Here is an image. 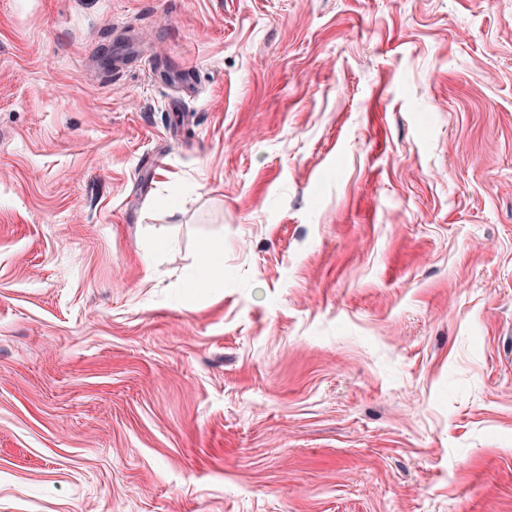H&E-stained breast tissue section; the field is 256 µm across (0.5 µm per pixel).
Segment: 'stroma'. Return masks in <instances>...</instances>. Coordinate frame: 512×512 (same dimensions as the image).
<instances>
[{
	"mask_svg": "<svg viewBox=\"0 0 512 512\" xmlns=\"http://www.w3.org/2000/svg\"><path fill=\"white\" fill-rule=\"evenodd\" d=\"M0 512H512V0H0ZM207 261L186 279L187 288H208L216 276L224 274V245L205 241L201 245Z\"/></svg>",
	"mask_w": 512,
	"mask_h": 512,
	"instance_id": "obj_1",
	"label": "stroma"
}]
</instances>
